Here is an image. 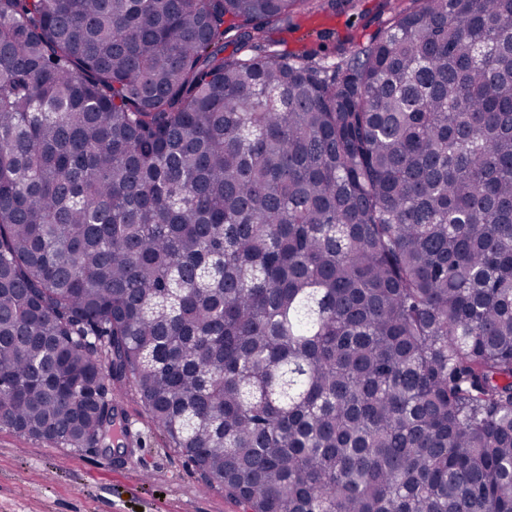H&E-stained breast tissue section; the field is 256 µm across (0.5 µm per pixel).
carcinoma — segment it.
<instances>
[{
    "mask_svg": "<svg viewBox=\"0 0 512 512\" xmlns=\"http://www.w3.org/2000/svg\"><path fill=\"white\" fill-rule=\"evenodd\" d=\"M326 8L0 0V428L129 388L245 512H512V0L275 49Z\"/></svg>",
    "mask_w": 512,
    "mask_h": 512,
    "instance_id": "1",
    "label": "carcinoma"
}]
</instances>
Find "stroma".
Listing matches in <instances>:
<instances>
[{"label": "stroma", "mask_w": 512, "mask_h": 512, "mask_svg": "<svg viewBox=\"0 0 512 512\" xmlns=\"http://www.w3.org/2000/svg\"><path fill=\"white\" fill-rule=\"evenodd\" d=\"M384 0L296 18L285 50L333 64L340 41L362 42L385 25ZM120 403L139 445L117 456L106 448H60L0 429V512H244L223 489L207 486L193 463L167 447L134 396Z\"/></svg>", "instance_id": "stroma-1"}]
</instances>
